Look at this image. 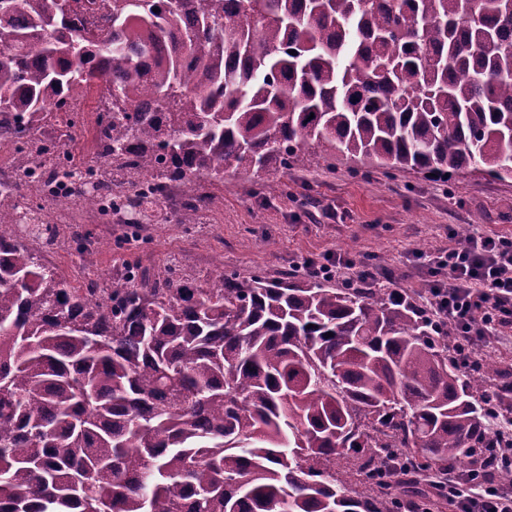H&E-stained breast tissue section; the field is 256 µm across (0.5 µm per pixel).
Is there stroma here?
<instances>
[{
  "label": "stroma",
  "mask_w": 512,
  "mask_h": 512,
  "mask_svg": "<svg viewBox=\"0 0 512 512\" xmlns=\"http://www.w3.org/2000/svg\"><path fill=\"white\" fill-rule=\"evenodd\" d=\"M270 177L285 180L287 194L264 197L246 174L204 184L212 203L195 224L180 223L175 191L159 224H101L73 207L53 239L25 233L21 242L76 288L132 273L199 288L223 273L279 280L309 259L380 255L393 287L420 297L432 285L425 256L455 246L458 227L512 233V179L465 172L445 182L342 158L332 170L321 162Z\"/></svg>",
  "instance_id": "35a3bbf8"
}]
</instances>
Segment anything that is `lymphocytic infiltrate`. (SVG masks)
<instances>
[{
    "mask_svg": "<svg viewBox=\"0 0 512 512\" xmlns=\"http://www.w3.org/2000/svg\"><path fill=\"white\" fill-rule=\"evenodd\" d=\"M430 265L449 284L429 289L428 310L457 337L463 356L476 346L506 339L512 330V234L471 232L465 243L431 258ZM302 268L314 276L341 277L347 287L381 277L377 264L357 269L341 257L309 260ZM452 504L456 512H512V488L492 491L472 484Z\"/></svg>",
    "mask_w": 512,
    "mask_h": 512,
    "instance_id": "lymphocytic-infiltrate-1",
    "label": "lymphocytic infiltrate"
}]
</instances>
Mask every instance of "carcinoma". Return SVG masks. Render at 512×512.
<instances>
[{"label":"carcinoma","mask_w":512,"mask_h":512,"mask_svg":"<svg viewBox=\"0 0 512 512\" xmlns=\"http://www.w3.org/2000/svg\"><path fill=\"white\" fill-rule=\"evenodd\" d=\"M159 11H153V8ZM0 141L84 103L112 208L171 185L345 158L512 178V0H0ZM135 141V152L128 141ZM0 189V512H441L512 426V366L466 364L407 296L291 276L74 288L14 239ZM332 336H327V333Z\"/></svg>","instance_id":"obj_1"}]
</instances>
